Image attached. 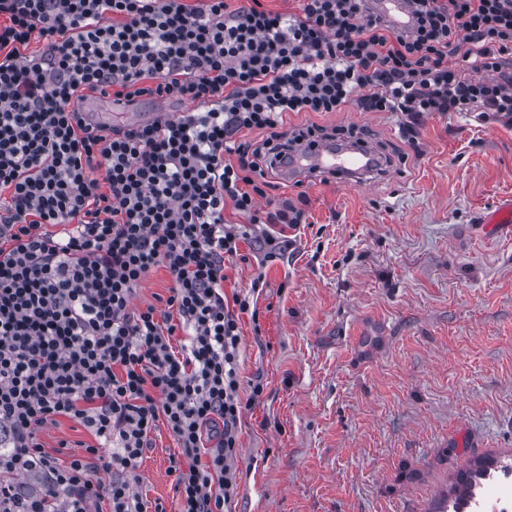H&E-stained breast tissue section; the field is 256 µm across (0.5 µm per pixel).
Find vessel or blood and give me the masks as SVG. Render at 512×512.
I'll return each instance as SVG.
<instances>
[{
    "label": "vessel or blood",
    "mask_w": 512,
    "mask_h": 512,
    "mask_svg": "<svg viewBox=\"0 0 512 512\" xmlns=\"http://www.w3.org/2000/svg\"><path fill=\"white\" fill-rule=\"evenodd\" d=\"M368 5L374 17L400 29H410L413 24L410 0H369ZM175 109V103L164 97H154L147 112L139 104L109 97L102 100L99 111L89 113L88 119L95 124L139 126L162 122L173 116ZM388 166L384 156L356 141L339 143L331 139L309 138L290 152L287 164L279 166L278 171L290 181L321 174L347 185H358L385 172Z\"/></svg>",
    "instance_id": "b4317fda"
}]
</instances>
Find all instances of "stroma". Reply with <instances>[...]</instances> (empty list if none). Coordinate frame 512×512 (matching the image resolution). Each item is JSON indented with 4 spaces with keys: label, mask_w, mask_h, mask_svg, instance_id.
I'll return each mask as SVG.
<instances>
[{
    "label": "stroma",
    "mask_w": 512,
    "mask_h": 512,
    "mask_svg": "<svg viewBox=\"0 0 512 512\" xmlns=\"http://www.w3.org/2000/svg\"><path fill=\"white\" fill-rule=\"evenodd\" d=\"M289 126L365 128L388 156L360 186L313 178L306 222L264 261L255 237L226 264L225 294L254 278L241 375L265 390L242 420L231 512H432L482 461L512 467V237L485 216L512 197V123L476 112L425 117L420 154L397 112H301ZM142 490L174 508L167 429ZM46 452L93 444L61 417Z\"/></svg>",
    "instance_id": "stroma-1"
}]
</instances>
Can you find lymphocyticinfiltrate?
<instances>
[{
	"instance_id": "obj_1",
	"label": "lymphocytic infiltrate",
	"mask_w": 512,
	"mask_h": 512,
	"mask_svg": "<svg viewBox=\"0 0 512 512\" xmlns=\"http://www.w3.org/2000/svg\"><path fill=\"white\" fill-rule=\"evenodd\" d=\"M412 2L402 33L366 0H0V498L36 465L53 512H166L139 472L163 427L178 512H224L264 391L239 369L241 317L259 312L225 295L224 264L250 225L303 222L304 197L270 199L269 173L325 130L288 115L398 112L412 144L430 112L512 122V0ZM94 94L192 108L96 129L80 108ZM159 267L166 298L133 307ZM60 417L95 445L47 453Z\"/></svg>"
}]
</instances>
